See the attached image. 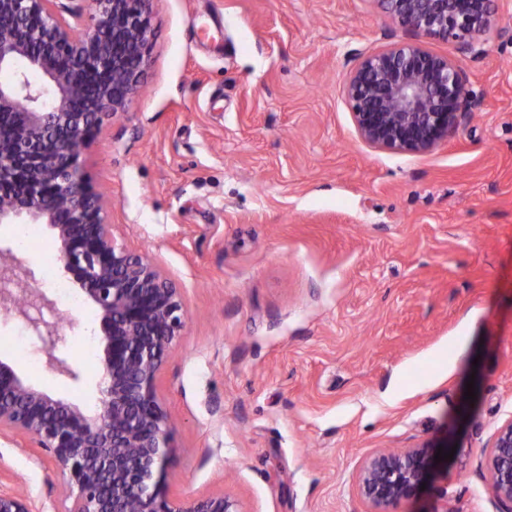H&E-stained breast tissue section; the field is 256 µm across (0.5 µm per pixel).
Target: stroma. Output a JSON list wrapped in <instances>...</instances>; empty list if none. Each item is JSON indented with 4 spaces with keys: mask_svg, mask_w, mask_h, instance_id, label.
Masks as SVG:
<instances>
[{
    "mask_svg": "<svg viewBox=\"0 0 512 512\" xmlns=\"http://www.w3.org/2000/svg\"><path fill=\"white\" fill-rule=\"evenodd\" d=\"M458 60L480 106L425 154L357 135L343 84L403 40L377 0H155L143 88L86 155L115 235L180 288L188 317L158 379L176 458L169 495L225 492L243 512H364L355 477L383 448L452 440L448 501L498 512L480 471L512 419V0ZM19 246L53 278L60 352L48 371L0 309V360L86 410L100 398L94 306L58 242ZM464 358L443 362L458 342ZM476 396H464L467 382ZM0 485L65 512L59 469L0 435Z\"/></svg>",
    "mask_w": 512,
    "mask_h": 512,
    "instance_id": "obj_1",
    "label": "stroma"
}]
</instances>
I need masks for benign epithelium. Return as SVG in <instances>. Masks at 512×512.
I'll use <instances>...</instances> for the list:
<instances>
[{
    "label": "benign epithelium",
    "mask_w": 512,
    "mask_h": 512,
    "mask_svg": "<svg viewBox=\"0 0 512 512\" xmlns=\"http://www.w3.org/2000/svg\"><path fill=\"white\" fill-rule=\"evenodd\" d=\"M152 0H0V223L46 224L64 268L95 306L104 334L103 387L88 412L23 380L0 360V433L27 438L66 479V512H243L213 493L174 500L167 490L176 454L157 381L183 331L180 288L152 257L117 240L112 205L87 176L82 156L104 121L138 94L153 49ZM412 35L361 57L343 87L359 138L388 151L423 154L455 135L477 107L465 70L424 46L441 39L473 48L495 20L496 0H378ZM99 76L90 93L86 75ZM25 109H17L19 101ZM34 272L0 247V308L39 343L51 372L74 383L78 365L59 353L56 302ZM440 444L421 439L381 450L358 475L365 512H397L427 483ZM501 512H512V419L483 450ZM0 512H32L27 497L0 487Z\"/></svg>",
    "instance_id": "1"
}]
</instances>
